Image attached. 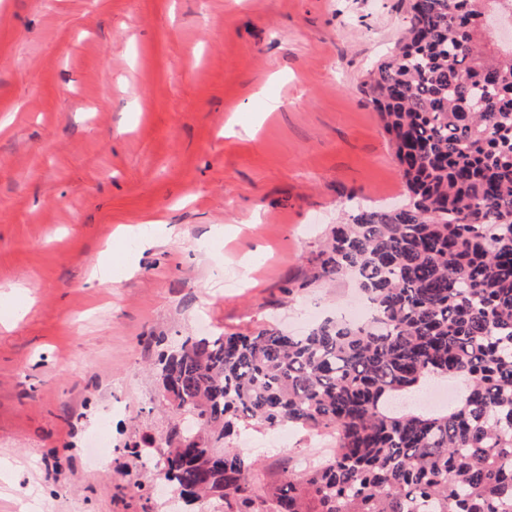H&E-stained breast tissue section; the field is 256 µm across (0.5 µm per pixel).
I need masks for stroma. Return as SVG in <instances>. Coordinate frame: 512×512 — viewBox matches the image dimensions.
Instances as JSON below:
<instances>
[{"label":"stroma","instance_id":"obj_1","mask_svg":"<svg viewBox=\"0 0 512 512\" xmlns=\"http://www.w3.org/2000/svg\"><path fill=\"white\" fill-rule=\"evenodd\" d=\"M407 24V0H0V512H166L124 451L166 434L159 354L357 297L284 288L355 205L408 202L364 91ZM149 221L177 238H119ZM273 439L241 442L268 481L315 446Z\"/></svg>","mask_w":512,"mask_h":512}]
</instances>
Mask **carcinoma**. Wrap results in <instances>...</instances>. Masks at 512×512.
<instances>
[{
	"mask_svg": "<svg viewBox=\"0 0 512 512\" xmlns=\"http://www.w3.org/2000/svg\"><path fill=\"white\" fill-rule=\"evenodd\" d=\"M409 27L367 93L409 203L357 207L310 260L306 288L352 274L370 318L187 337L159 360L160 456L188 506L224 512H512V49L488 39L512 0H408ZM448 378L440 412L403 405ZM195 410L171 447L180 409ZM327 432L334 452L262 478L254 425Z\"/></svg>",
	"mask_w": 512,
	"mask_h": 512,
	"instance_id": "carcinoma-1",
	"label": "carcinoma"
}]
</instances>
